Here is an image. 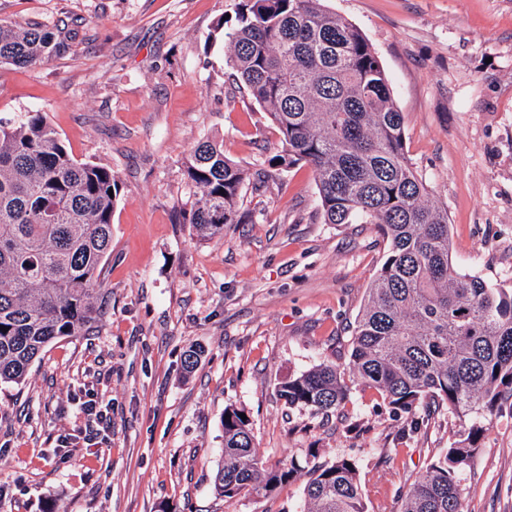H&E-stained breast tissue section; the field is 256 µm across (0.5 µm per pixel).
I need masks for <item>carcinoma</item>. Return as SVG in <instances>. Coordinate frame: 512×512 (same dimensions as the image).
<instances>
[{
  "label": "carcinoma",
  "mask_w": 512,
  "mask_h": 512,
  "mask_svg": "<svg viewBox=\"0 0 512 512\" xmlns=\"http://www.w3.org/2000/svg\"><path fill=\"white\" fill-rule=\"evenodd\" d=\"M237 79L280 133V153L250 171L210 138L183 162L190 207L178 220L201 239L244 224V190L275 171L311 167L325 224H374L387 242L343 369L321 364L283 383L290 407L329 417L354 385L410 412L448 407L455 439L405 491L401 512H461L459 474L495 417L512 418V286L458 273L448 211L410 162L404 117L362 32L323 0H238L226 33ZM55 28L0 22V66L28 68L60 52ZM112 169L76 160L42 112L0 117V385H23L54 340L82 336L106 313L99 287L119 199ZM224 410L213 485L223 498L270 493L294 463L266 470L249 420ZM308 512H366L355 464L306 473Z\"/></svg>",
  "instance_id": "carcinoma-1"
}]
</instances>
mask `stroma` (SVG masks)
Masks as SVG:
<instances>
[{
  "mask_svg": "<svg viewBox=\"0 0 512 512\" xmlns=\"http://www.w3.org/2000/svg\"><path fill=\"white\" fill-rule=\"evenodd\" d=\"M237 0H0V20L63 29L65 52L0 67V116L45 113L80 161L120 181L109 290L95 331L52 342L24 385L0 386V512H304V478L273 493L216 494L225 409L245 413L265 468L355 463L366 512H400L413 477L457 418H411L352 388L325 419L280 399L282 383L344 365L387 242L372 224H326L311 168L247 190L246 224L197 238L175 221L182 162L223 141L253 169L279 134L235 78L217 33ZM376 51L405 121V147L448 211L451 259L512 285V0H324ZM200 350L185 371L188 350ZM112 404V434L54 452L80 423L72 398ZM463 512H512V419L460 474Z\"/></svg>",
  "mask_w": 512,
  "mask_h": 512,
  "instance_id": "35a3bbf8",
  "label": "stroma"
}]
</instances>
